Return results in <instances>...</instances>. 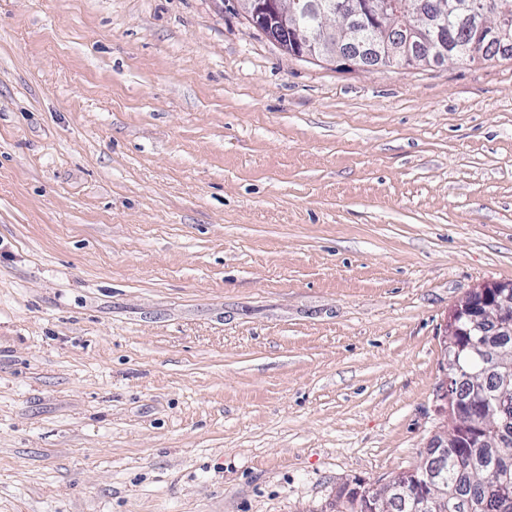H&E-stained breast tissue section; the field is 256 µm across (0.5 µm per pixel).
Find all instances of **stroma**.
I'll use <instances>...</instances> for the list:
<instances>
[{
	"label": "stroma",
	"instance_id": "35a3bbf8",
	"mask_svg": "<svg viewBox=\"0 0 512 512\" xmlns=\"http://www.w3.org/2000/svg\"><path fill=\"white\" fill-rule=\"evenodd\" d=\"M512 281V60L285 55L238 0H0V512H346Z\"/></svg>",
	"mask_w": 512,
	"mask_h": 512
}]
</instances>
